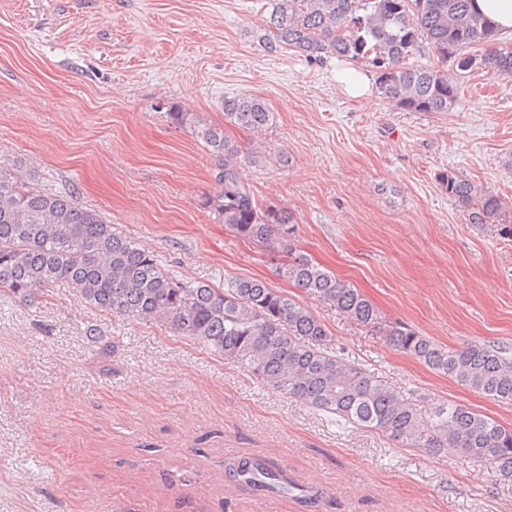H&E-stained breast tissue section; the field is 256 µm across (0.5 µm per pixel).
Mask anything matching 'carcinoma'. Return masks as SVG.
Returning a JSON list of instances; mask_svg holds the SVG:
<instances>
[{"instance_id": "cac0c4a2", "label": "carcinoma", "mask_w": 512, "mask_h": 512, "mask_svg": "<svg viewBox=\"0 0 512 512\" xmlns=\"http://www.w3.org/2000/svg\"><path fill=\"white\" fill-rule=\"evenodd\" d=\"M266 52L291 50L309 61H363L376 73L381 98L405 112H448L460 87L454 73L473 69L512 77V50L495 46L496 32L471 0H267ZM438 67L409 63L423 47ZM482 46L480 55L471 49ZM193 128L214 162L220 190L206 204L236 236L273 244L288 259L279 274L300 291L332 304L347 318L383 328L388 343L471 390L512 401V357L498 347L446 349L402 325L382 326L376 307L355 288L300 255L287 210L262 206L243 179L240 155L224 130L191 112H168ZM224 120L251 132L271 127L275 114L255 95L224 98ZM469 210L472 224L505 219L501 200L461 173L439 175ZM57 283L102 310L133 320L160 321L232 363L263 386L353 426L378 430L416 448L458 447L512 481V428L461 405L422 413L391 383L328 347L325 324L295 297L257 279L238 278L219 290L165 272L150 252L113 229L72 196L32 186L0 162V292L27 300ZM250 484L263 489L278 475L257 464Z\"/></svg>"}]
</instances>
